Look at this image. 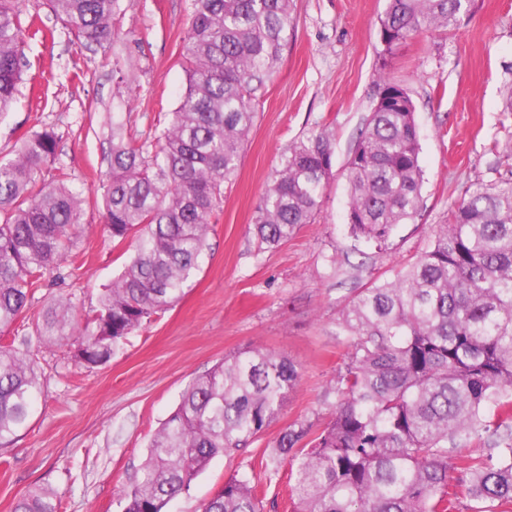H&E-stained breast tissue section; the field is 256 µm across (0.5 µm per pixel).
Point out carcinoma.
Returning <instances> with one entry per match:
<instances>
[{
	"label": "carcinoma",
	"mask_w": 512,
	"mask_h": 512,
	"mask_svg": "<svg viewBox=\"0 0 512 512\" xmlns=\"http://www.w3.org/2000/svg\"><path fill=\"white\" fill-rule=\"evenodd\" d=\"M80 43L112 38L118 0H49ZM294 0H190L182 56L187 86L163 128L140 139L116 116L110 128L104 220L133 246L98 306L76 323L71 304L48 308L46 344L71 336L72 360L93 367L186 293L208 248L212 219L239 170L256 106L294 31ZM475 0H387L382 52L422 30H452ZM23 0H0V114L15 102L33 20ZM381 91L346 162L354 237L382 244L423 207L415 105L401 85ZM58 135L32 132L0 161V334L11 327L84 231L83 199L65 177L37 174L57 157ZM333 177L329 138L313 133L281 159L253 218L275 246L321 211ZM348 361L318 431L297 421L267 445L266 464L292 458L294 512H455L448 448L481 434L486 457L458 456L474 512H512V183L478 186L439 225L431 244L391 279H374L343 308ZM31 351L0 342V447L32 415L40 379ZM286 356L253 345L195 377L149 445L123 512H163L220 455L258 441L296 385ZM247 475L203 512H264ZM34 492L14 512H58Z\"/></svg>",
	"instance_id": "obj_1"
}]
</instances>
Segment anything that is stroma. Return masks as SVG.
I'll use <instances>...</instances> for the list:
<instances>
[{
    "label": "stroma",
    "instance_id": "obj_1",
    "mask_svg": "<svg viewBox=\"0 0 512 512\" xmlns=\"http://www.w3.org/2000/svg\"><path fill=\"white\" fill-rule=\"evenodd\" d=\"M295 34L258 107L238 176L213 219L204 263L186 295L128 336L112 358L75 369L68 342L41 345L37 322L58 300L75 316L98 304L122 270L124 247L103 222L108 117L131 134L162 126L186 86L180 54L186 0H119L115 35L80 44L49 0H26L43 38L25 50L21 92L0 114V158L40 127L59 136L44 176L67 173L85 199V230L61 269L36 289L9 330L39 352L41 393L27 427L0 448V512L47 491L59 512H122L148 446L197 375L253 345L287 356L299 378L262 440L216 457L166 512H202L231 476L245 473L266 512H291L290 461L266 465L264 451L297 421L321 429L336 404L326 391L344 368L340 311L376 277L393 278L430 244L467 190L512 179V0H475L450 31L429 30L387 55L379 43L386 0H295ZM406 88L424 171L423 209L386 245L354 238L346 220L345 165L379 92V75ZM325 131L334 177L315 223L260 247L252 218L290 142Z\"/></svg>",
    "mask_w": 512,
    "mask_h": 512
}]
</instances>
